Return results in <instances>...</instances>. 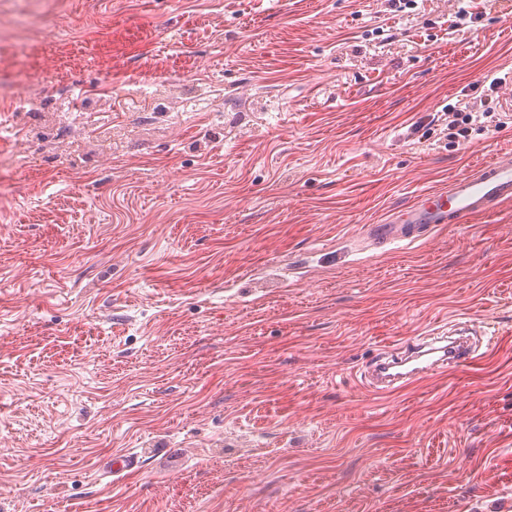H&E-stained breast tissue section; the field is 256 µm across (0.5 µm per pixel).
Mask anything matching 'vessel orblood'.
<instances>
[{
  "mask_svg": "<svg viewBox=\"0 0 512 512\" xmlns=\"http://www.w3.org/2000/svg\"><path fill=\"white\" fill-rule=\"evenodd\" d=\"M512 201V154L505 153L473 172L455 177L447 188L425 191L378 224L365 225L368 247L391 251L427 238L442 224H465ZM464 323L448 324L379 351L367 369V385L387 394L447 370L474 367L483 355L465 336Z\"/></svg>",
  "mask_w": 512,
  "mask_h": 512,
  "instance_id": "vessel-or-blood-1",
  "label": "vessel or blood"
}]
</instances>
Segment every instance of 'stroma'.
<instances>
[{
	"mask_svg": "<svg viewBox=\"0 0 512 512\" xmlns=\"http://www.w3.org/2000/svg\"><path fill=\"white\" fill-rule=\"evenodd\" d=\"M506 149L512 0H0V512H512V202L360 240ZM473 114H480L478 112H466L461 109H454L448 111V137L453 139L454 142H459L462 138L465 140L471 134L473 125ZM466 323L454 318L425 336L410 338L392 349H382L367 369V386L376 394H388L448 369L477 366L492 351V338L487 340V350L481 353L464 337L470 336L463 329Z\"/></svg>",
	"mask_w": 512,
	"mask_h": 512,
	"instance_id": "stroma-1",
	"label": "stroma"
}]
</instances>
